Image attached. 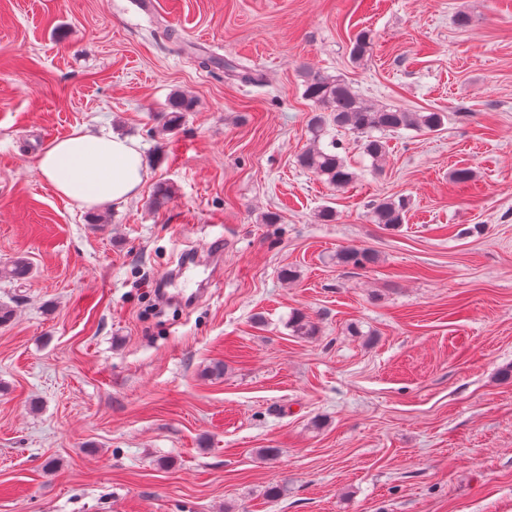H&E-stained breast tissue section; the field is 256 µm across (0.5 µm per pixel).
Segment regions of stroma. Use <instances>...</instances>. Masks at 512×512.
Wrapping results in <instances>:
<instances>
[{
  "label": "stroma",
  "mask_w": 512,
  "mask_h": 512,
  "mask_svg": "<svg viewBox=\"0 0 512 512\" xmlns=\"http://www.w3.org/2000/svg\"><path fill=\"white\" fill-rule=\"evenodd\" d=\"M139 2L0 0V265L33 266L0 279V512H512V0ZM307 71L448 122L378 172L337 132L334 189L297 164ZM80 129L138 141L137 198L94 213L38 175ZM401 196L405 224L372 223ZM192 253L201 297L148 315ZM162 113L163 127L174 130L180 126L184 112H191L193 101L181 93H174L168 98ZM376 260V254L368 248L348 246L336 253V263L343 267L363 269Z\"/></svg>",
  "instance_id": "stroma-1"
}]
</instances>
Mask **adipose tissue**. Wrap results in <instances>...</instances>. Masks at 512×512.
I'll use <instances>...</instances> for the list:
<instances>
[{
  "label": "adipose tissue",
  "instance_id": "adipose-tissue-1",
  "mask_svg": "<svg viewBox=\"0 0 512 512\" xmlns=\"http://www.w3.org/2000/svg\"><path fill=\"white\" fill-rule=\"evenodd\" d=\"M35 169L59 196L92 210L136 198L147 162L136 141L76 131L40 153Z\"/></svg>",
  "mask_w": 512,
  "mask_h": 512
}]
</instances>
